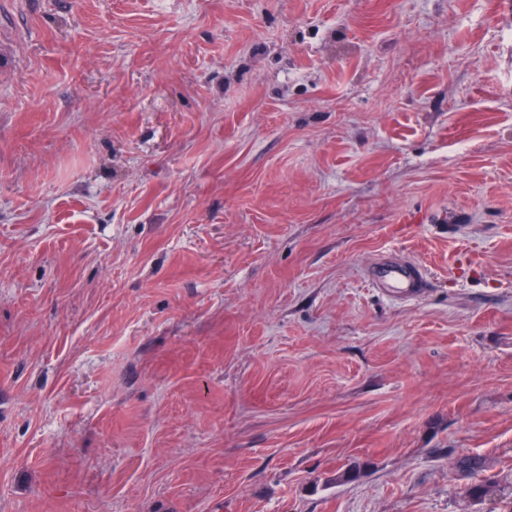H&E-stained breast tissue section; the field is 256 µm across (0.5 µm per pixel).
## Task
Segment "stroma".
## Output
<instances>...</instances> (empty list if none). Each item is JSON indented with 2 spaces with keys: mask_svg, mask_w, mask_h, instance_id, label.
Here are the masks:
<instances>
[{
  "mask_svg": "<svg viewBox=\"0 0 512 512\" xmlns=\"http://www.w3.org/2000/svg\"><path fill=\"white\" fill-rule=\"evenodd\" d=\"M511 485L512 0H0V512ZM370 280L374 288L403 296H415L428 287L423 270L407 260L384 261L370 267Z\"/></svg>",
  "mask_w": 512,
  "mask_h": 512,
  "instance_id": "obj_1",
  "label": "stroma"
}]
</instances>
